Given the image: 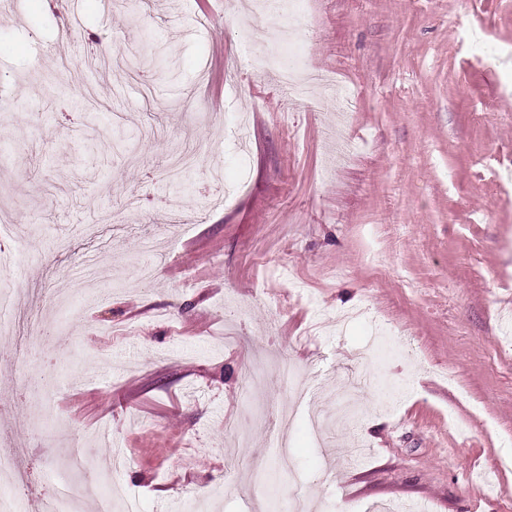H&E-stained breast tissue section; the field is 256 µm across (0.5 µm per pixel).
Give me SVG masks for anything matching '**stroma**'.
I'll use <instances>...</instances> for the list:
<instances>
[{
	"label": "stroma",
	"mask_w": 512,
	"mask_h": 512,
	"mask_svg": "<svg viewBox=\"0 0 512 512\" xmlns=\"http://www.w3.org/2000/svg\"><path fill=\"white\" fill-rule=\"evenodd\" d=\"M113 2L0 11V252L49 332L0 435L38 491L77 453L118 512H512V0ZM282 358L302 390L249 388ZM281 76L284 86L298 95H307L308 86L311 84H326L329 81L326 75L310 71L304 67L283 70Z\"/></svg>",
	"instance_id": "stroma-1"
}]
</instances>
